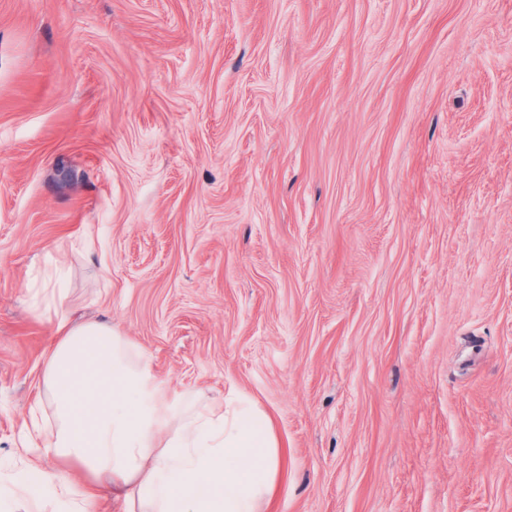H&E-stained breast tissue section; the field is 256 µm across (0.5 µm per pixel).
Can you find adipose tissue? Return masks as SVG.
Masks as SVG:
<instances>
[{
    "label": "adipose tissue",
    "instance_id": "1",
    "mask_svg": "<svg viewBox=\"0 0 512 512\" xmlns=\"http://www.w3.org/2000/svg\"><path fill=\"white\" fill-rule=\"evenodd\" d=\"M67 297L51 291L50 411L21 440L52 453L58 503L68 512L106 497L120 512H268L280 473L271 417L241 392L213 402L175 391L111 324L70 325Z\"/></svg>",
    "mask_w": 512,
    "mask_h": 512
}]
</instances>
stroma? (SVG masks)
Masks as SVG:
<instances>
[{
  "mask_svg": "<svg viewBox=\"0 0 512 512\" xmlns=\"http://www.w3.org/2000/svg\"><path fill=\"white\" fill-rule=\"evenodd\" d=\"M55 270L269 512H512V0H0V512Z\"/></svg>",
  "mask_w": 512,
  "mask_h": 512,
  "instance_id": "1",
  "label": "stroma"
}]
</instances>
